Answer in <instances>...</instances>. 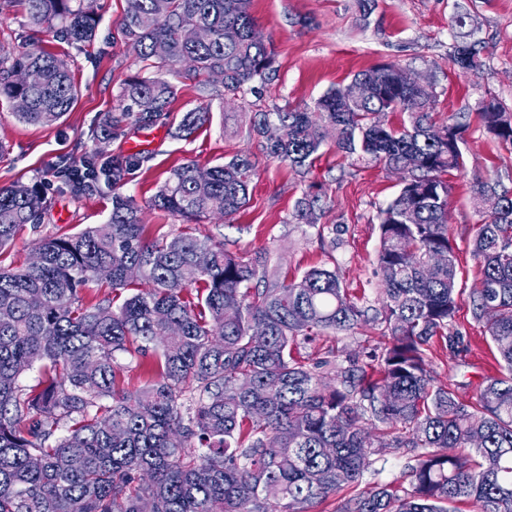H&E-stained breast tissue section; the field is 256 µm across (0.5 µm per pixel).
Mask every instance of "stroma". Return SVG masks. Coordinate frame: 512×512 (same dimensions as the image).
<instances>
[{"label": "stroma", "instance_id": "stroma-1", "mask_svg": "<svg viewBox=\"0 0 512 512\" xmlns=\"http://www.w3.org/2000/svg\"><path fill=\"white\" fill-rule=\"evenodd\" d=\"M94 6L99 16L95 36L78 48L56 33L37 31L20 10L0 0V42L16 45L32 39L43 49L66 56L79 88L70 112L49 126L21 123L8 105L0 104V141L9 147L0 156V186L40 181L53 194L51 212L42 224L25 225L0 251L2 265L26 262L36 239L74 233L108 217L111 189L74 196L52 176L58 158L93 147L107 158L125 156L129 142L144 131L143 125L130 120L107 140L96 143L91 138L92 130L115 108L121 85L141 68L118 25L125 0H95ZM460 8L474 20L469 34L487 46L486 65L476 74L454 66L448 57L460 33L452 23ZM250 12L259 35L273 42L276 73L255 93L228 96L223 86H216L223 107L214 108L211 124L186 138L174 137L172 130L201 99L191 76L177 78L171 112L154 125L160 136L147 149V161L130 170L123 188L142 208L146 236L163 225L181 226L173 216L148 205L170 169L190 161L207 169L247 153L257 163L247 206L229 225L205 219L190 225V232L221 239L227 248L243 254L270 250L283 275L290 278L315 265L336 267L352 296L373 301L382 279L376 263L378 212L397 195L399 176L383 165L345 158L330 143L323 145L321 158L308 173H299L290 162L266 156L261 138L250 132V117L277 106L313 108L320 96L348 84L357 72L395 62L410 67L432 87L436 123L447 122L454 113L467 115L464 167L448 176L452 186L448 225L457 246L459 282L463 288H473L479 272L470 242L484 215L470 196L469 183L474 174L496 173L512 188V146L493 140L477 116L482 102L491 97L512 109V0H377L366 18L357 0H251ZM311 190L320 193L324 214L314 226L295 223V205ZM451 328L463 336L467 349L453 357L441 342H434L433 367L441 382L454 383L459 397L471 401L483 378L499 370L495 350L484 323L474 319L469 299L460 301ZM378 341V330L371 328L335 338L318 336L302 345L299 355L312 362L341 360Z\"/></svg>", "mask_w": 512, "mask_h": 512}]
</instances>
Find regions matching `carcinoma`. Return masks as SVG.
Instances as JSON below:
<instances>
[{
	"label": "carcinoma",
	"mask_w": 512,
	"mask_h": 512,
	"mask_svg": "<svg viewBox=\"0 0 512 512\" xmlns=\"http://www.w3.org/2000/svg\"><path fill=\"white\" fill-rule=\"evenodd\" d=\"M17 2L32 27L73 45L95 34L93 0ZM125 2L119 27L143 67L123 83L108 129L160 119L177 92L164 72L183 64L206 102L185 113L179 137L211 121L215 72L232 95L274 73L250 0ZM485 52L483 42L461 40L450 59L478 73ZM29 68L41 82L17 84ZM78 94L66 59L34 41L0 44V99L27 100L13 110L20 122L51 125ZM431 99L412 69L385 63L328 91L311 112L254 113L267 156L301 171L330 138L347 156L401 175L379 214L373 305L349 295L334 268L290 280L266 252L243 257L181 230L145 239L141 208L122 192L140 155L102 162L93 149L59 160L53 170L74 195L111 188L112 211L102 224L41 238L37 265L0 266V512H139L145 499L156 512H313L331 497L336 512H457L463 501L512 512V189L490 175L470 186L487 220L472 241L480 278L469 299L500 370L466 404L438 381L430 357L436 338L463 346L448 332L462 288L445 175L464 164L465 125L451 116L435 125ZM382 112L403 113L401 125L372 119ZM478 115L494 140L512 144V112L492 98ZM198 172L194 163L173 169L151 205L188 223L230 221L247 202L254 165L237 154L203 182ZM51 209L39 184L0 186V249ZM293 218L319 223V197L300 198ZM188 265L198 273L186 282ZM94 286L114 297L89 300ZM123 290L132 294L118 304ZM367 326L381 342L366 362L308 365L294 355L314 335ZM121 354L152 355V379L117 390ZM36 364V384H21ZM401 448L411 453L402 483L360 487L376 460Z\"/></svg>",
	"instance_id": "cac0c4a2"
}]
</instances>
